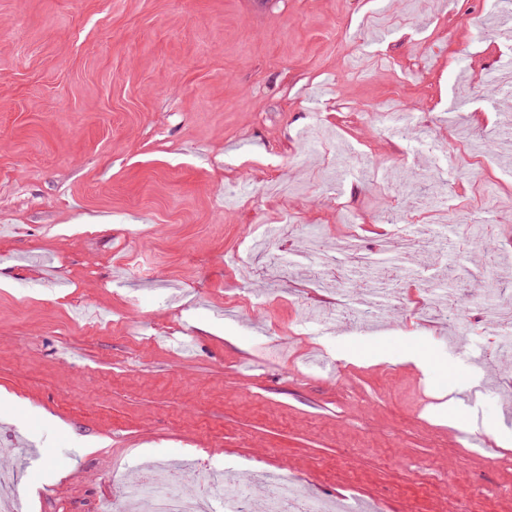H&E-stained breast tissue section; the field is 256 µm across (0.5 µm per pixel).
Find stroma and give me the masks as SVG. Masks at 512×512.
<instances>
[{
	"label": "stroma",
	"instance_id": "1",
	"mask_svg": "<svg viewBox=\"0 0 512 512\" xmlns=\"http://www.w3.org/2000/svg\"><path fill=\"white\" fill-rule=\"evenodd\" d=\"M500 17L0 0V392L23 403L0 406V496L100 512L136 473L225 467L346 512H512V356L475 294L488 247L512 299V144L488 145L512 96L484 92L512 58ZM399 205L407 239L385 221ZM354 249L399 279L367 321ZM282 253L287 279H267ZM449 265L456 302H429Z\"/></svg>",
	"mask_w": 512,
	"mask_h": 512
}]
</instances>
